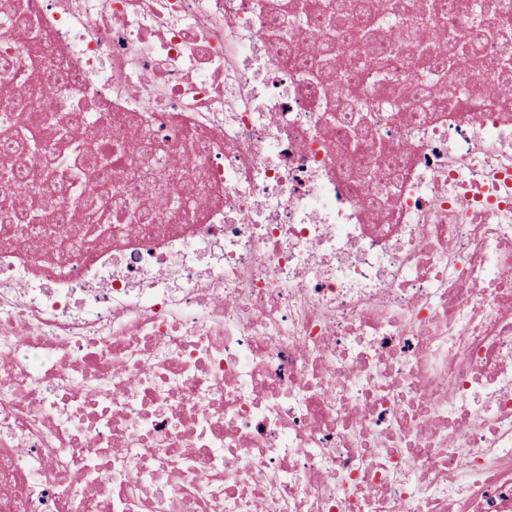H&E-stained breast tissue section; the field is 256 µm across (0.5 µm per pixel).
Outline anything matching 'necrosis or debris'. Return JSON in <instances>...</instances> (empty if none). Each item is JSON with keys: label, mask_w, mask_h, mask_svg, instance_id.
Instances as JSON below:
<instances>
[{"label": "necrosis or debris", "mask_w": 512, "mask_h": 512, "mask_svg": "<svg viewBox=\"0 0 512 512\" xmlns=\"http://www.w3.org/2000/svg\"><path fill=\"white\" fill-rule=\"evenodd\" d=\"M302 0H23L0 22L30 107L27 165L59 168L56 125L106 115L142 167L201 208L0 246V512H512V106L478 77L470 107L427 79L447 15L411 52L376 0L358 123L301 65ZM52 65L40 64V56Z\"/></svg>", "instance_id": "4bbe7bcc"}]
</instances>
